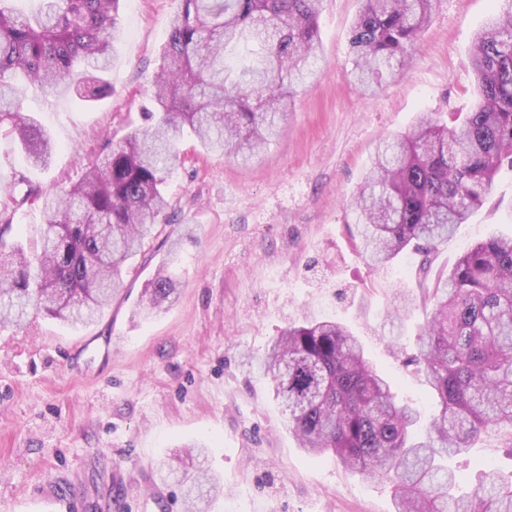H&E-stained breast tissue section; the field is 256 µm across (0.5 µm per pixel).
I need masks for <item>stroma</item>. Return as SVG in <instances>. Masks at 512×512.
<instances>
[{"label":"stroma","instance_id":"1","mask_svg":"<svg viewBox=\"0 0 512 512\" xmlns=\"http://www.w3.org/2000/svg\"><path fill=\"white\" fill-rule=\"evenodd\" d=\"M359 0H323L321 74L296 88L279 135L248 164L177 142L158 236L126 267L124 287L92 325L43 315L0 329V512H186L183 477L202 470L221 486L209 512H393L389 481L368 479L336 457L310 458L286 427L270 385L246 358L261 355L288 323L335 319L362 341L399 399L429 414L433 396L407 361L430 305L420 297L417 255L380 270L352 246L346 204L380 142L419 113L442 125L472 111L470 49L493 0H433L414 60L362 95L352 75L351 29ZM181 0H123L124 36L93 102L27 88L24 108L57 149L31 167L0 134V219L15 238L43 222L41 194L77 180L151 111V85ZM36 196H28V189ZM512 236V169L434 253L449 270L469 247ZM180 239L178 296L139 315L141 292ZM414 304L393 327L398 296ZM206 443L205 453L187 445ZM460 491L482 472L512 480V427L491 428L448 460Z\"/></svg>","mask_w":512,"mask_h":512}]
</instances>
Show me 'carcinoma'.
I'll use <instances>...</instances> for the list:
<instances>
[{
	"instance_id": "1",
	"label": "carcinoma",
	"mask_w": 512,
	"mask_h": 512,
	"mask_svg": "<svg viewBox=\"0 0 512 512\" xmlns=\"http://www.w3.org/2000/svg\"><path fill=\"white\" fill-rule=\"evenodd\" d=\"M0 0V124L25 159L44 169L54 143L24 112L20 83L89 100L111 93L105 78L123 37L121 0H39L31 15ZM152 86L151 125L113 146L78 182L43 199L36 241L0 224V325L44 313L73 328L96 321L124 285L167 208L165 185L184 132L211 153L248 161L277 133L293 88L317 76L321 0H182ZM432 0H362L351 33L363 91L413 60ZM471 57L480 102L448 127L421 115L384 140L349 206L353 246L371 267L406 250L425 256L420 288L432 313L407 361L437 398L426 432L417 410L395 400L362 345L335 321L289 323L258 366L287 413L288 431L313 457L393 485L395 512H512V483L482 474L454 493L448 456L491 426L512 427V237H492L430 276L429 255L482 205L494 177L512 167V0H498ZM176 243L144 285L149 318L173 301ZM216 483L197 474L186 500L207 512Z\"/></svg>"
}]
</instances>
